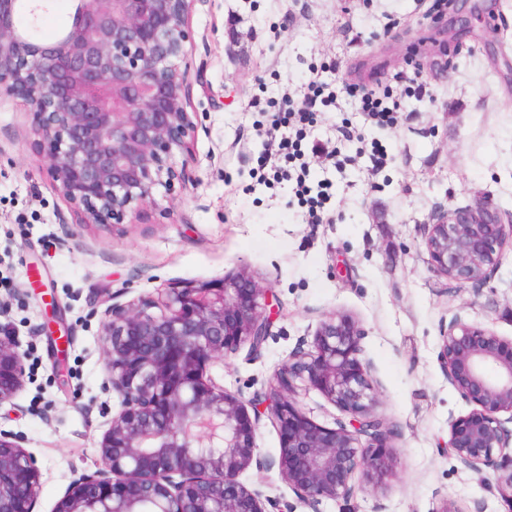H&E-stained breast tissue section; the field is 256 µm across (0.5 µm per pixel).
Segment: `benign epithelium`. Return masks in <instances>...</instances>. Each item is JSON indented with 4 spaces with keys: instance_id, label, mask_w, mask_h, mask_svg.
I'll return each instance as SVG.
<instances>
[{
    "instance_id": "1",
    "label": "benign epithelium",
    "mask_w": 512,
    "mask_h": 512,
    "mask_svg": "<svg viewBox=\"0 0 512 512\" xmlns=\"http://www.w3.org/2000/svg\"><path fill=\"white\" fill-rule=\"evenodd\" d=\"M193 0H81V21L62 38L23 36L21 0H0V94L25 102L36 147L83 223H121L181 173L194 123L179 62L192 38ZM512 240V214L488 200L438 216L423 244L434 269L460 284L484 280ZM240 270L172 283L156 297L112 304L104 357L120 408L106 423L100 465L72 479L51 512H266L239 480L260 465L261 414L279 431L278 465L298 498L348 501L393 475V428L374 411L375 386L360 358L363 330L327 315L308 349L288 356L261 401L264 412L218 384L212 367L269 336L274 297ZM439 358L471 409L448 421V450L465 468L494 475L512 510V339L461 316L442 329ZM26 354L0 324V405L22 389ZM312 391L348 421L331 428L298 406ZM507 418H502V415ZM40 470L0 432V512H37Z\"/></svg>"
}]
</instances>
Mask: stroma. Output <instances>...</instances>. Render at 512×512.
Returning <instances> with one entry per match:
<instances>
[{
    "instance_id": "35a3bbf8",
    "label": "stroma",
    "mask_w": 512,
    "mask_h": 512,
    "mask_svg": "<svg viewBox=\"0 0 512 512\" xmlns=\"http://www.w3.org/2000/svg\"><path fill=\"white\" fill-rule=\"evenodd\" d=\"M437 2L193 0L180 62L195 124L185 178L115 227L80 223L34 146L28 106L0 96V322L27 353L23 389L0 405V431L19 436L41 470L38 512L95 470L105 416L119 409L107 389L105 309L242 268L279 309L261 350L241 346L212 377L259 396L326 315L343 313L364 331L374 410L396 430L386 486L312 507L282 479L278 432L261 419L262 465L241 480L267 512H434L444 499L457 512H505L494 477L448 453V421L469 406L439 352L457 314L512 338V244L486 284L460 285L432 268L423 227L485 196L512 211V0H467L462 11L480 15L469 27ZM412 74L423 91L409 88ZM316 77L335 85L337 100L307 139L340 152L335 167L310 159L312 180L331 183L323 222L310 224L291 183L261 182L257 133ZM350 83L389 93L396 123L360 112ZM343 124L355 140L337 142ZM376 149L386 155L377 171ZM50 305L70 331L62 356L41 330Z\"/></svg>"
}]
</instances>
